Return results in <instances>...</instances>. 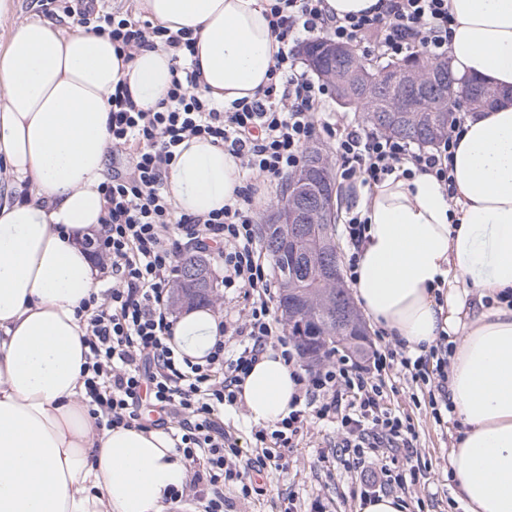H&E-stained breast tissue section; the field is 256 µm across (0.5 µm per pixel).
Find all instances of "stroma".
<instances>
[{
  "mask_svg": "<svg viewBox=\"0 0 512 512\" xmlns=\"http://www.w3.org/2000/svg\"><path fill=\"white\" fill-rule=\"evenodd\" d=\"M383 406L409 420L415 430L412 444L418 450L421 470L401 491L408 512H464L448 477L454 423L435 420L427 385L412 384L402 374H395L384 390ZM342 439L336 425L309 420L293 448L285 450L284 469L255 467L251 478L256 493L245 499L236 486L228 484L225 499L232 502L234 512H284L288 506L293 512H315L317 502L322 504V512H357L375 471L390 464L392 456L372 458L359 469L346 468L336 457Z\"/></svg>",
  "mask_w": 512,
  "mask_h": 512,
  "instance_id": "stroma-1",
  "label": "stroma"
}]
</instances>
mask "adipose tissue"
Returning a JSON list of instances; mask_svg holds the SVG:
<instances>
[{"label": "adipose tissue", "mask_w": 512, "mask_h": 512, "mask_svg": "<svg viewBox=\"0 0 512 512\" xmlns=\"http://www.w3.org/2000/svg\"><path fill=\"white\" fill-rule=\"evenodd\" d=\"M171 31L192 30L198 90L216 103L269 86L280 43L266 0H141ZM448 58L458 78L499 89L467 113L448 199L434 175L394 171L357 191L369 224L354 294L366 316L413 352L447 336L455 422L448 474L466 512H512V0H448ZM170 52L126 59L79 24L17 25L0 48V512H169L189 477L171 432L106 427L90 416L88 347L75 309L101 273L84 248L102 229L108 98L126 81L138 108L171 86ZM178 210L223 208L242 184L237 159L203 138L183 142L168 175ZM219 319L197 308L174 327L200 361ZM238 395L273 424L299 392L279 352L260 355Z\"/></svg>", "instance_id": "adipose-tissue-1"}]
</instances>
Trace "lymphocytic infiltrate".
I'll return each mask as SVG.
<instances>
[{"label": "lymphocytic infiltrate", "mask_w": 512, "mask_h": 512, "mask_svg": "<svg viewBox=\"0 0 512 512\" xmlns=\"http://www.w3.org/2000/svg\"><path fill=\"white\" fill-rule=\"evenodd\" d=\"M48 14L63 13L88 31L108 37L126 57L144 49L171 52L176 74L166 100L153 111L138 109L127 86L109 97L108 132L113 155L126 159L100 184L107 206L105 231L85 239L112 285L82 301L76 314L86 325L89 353L82 366L89 413L109 426L141 420L143 398L157 408L158 425L181 419L176 449L193 467L189 483L200 512H224L225 483L248 498L255 487L253 452L270 468L281 467L283 449L292 447L308 415L346 432L342 455L353 464L394 444L410 447V423L384 410L385 378L393 370L412 381L428 382V359H435L438 397L429 404L435 419L448 410V343L439 338L427 355L407 356L384 344L369 365L349 358L328 359L324 368L299 375L296 408L270 427L252 429L247 445L229 439L216 420L220 408L235 405L236 386L270 344H277L289 366L295 348L281 336L272 302L278 284L262 257L255 200L262 185L282 181L303 164L308 142L323 131L336 139L337 175L349 187L379 183L399 164L434 174L448 196L456 187L447 161L457 144L459 122H451L435 150L338 122L328 104V88L301 67L296 46L328 38L388 60L413 54L448 55L451 17L448 0H383L379 10L337 17L325 0H269L267 17L282 47L273 73L277 81L253 98L217 105L197 93L200 72L189 64L196 52L192 31L168 28L108 9L105 0H40ZM190 137L210 139L238 159L245 184L235 200L204 216L178 211L167 185L172 161ZM218 259L222 283L243 290L250 305L243 316L222 322L236 336L234 349L216 340L204 362L179 354L171 343L176 318L170 287L181 241ZM185 491V492H188ZM185 492L172 491L173 500Z\"/></svg>", "instance_id": "1"}]
</instances>
